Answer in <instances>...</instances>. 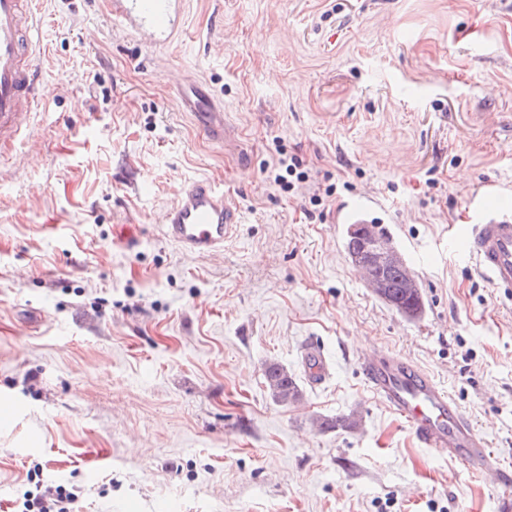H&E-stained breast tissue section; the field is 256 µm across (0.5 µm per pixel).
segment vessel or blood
I'll return each instance as SVG.
<instances>
[{"mask_svg": "<svg viewBox=\"0 0 512 512\" xmlns=\"http://www.w3.org/2000/svg\"><path fill=\"white\" fill-rule=\"evenodd\" d=\"M183 0H110L113 17L144 44L172 43L179 29ZM42 0H0V168L12 163L17 142L31 115L42 106L37 83L35 38ZM184 111L204 116L202 131L225 139L231 132L223 113L198 90L181 92ZM379 205L375 195L344 203L336 213L340 224L370 223ZM474 220L455 227L454 240L475 271L496 290L512 297V209L492 206L486 196L471 200ZM239 222L237 205L211 181L184 184L167 212L163 233L191 255H218ZM302 363L314 383L329 374L323 352L305 348ZM367 389L408 428L413 439L437 455L454 460L464 471L512 502V473L492 460L486 436L473 424L448 391L420 366L400 354L373 349L358 359Z\"/></svg>", "mask_w": 512, "mask_h": 512, "instance_id": "1", "label": "vessel or blood"}]
</instances>
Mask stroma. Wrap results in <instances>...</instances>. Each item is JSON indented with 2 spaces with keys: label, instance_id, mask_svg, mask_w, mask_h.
<instances>
[{
  "label": "stroma",
  "instance_id": "stroma-1",
  "mask_svg": "<svg viewBox=\"0 0 512 512\" xmlns=\"http://www.w3.org/2000/svg\"><path fill=\"white\" fill-rule=\"evenodd\" d=\"M44 97L0 170V499L35 482L73 512H500L365 387L382 347L431 371L512 467V302L448 248L484 185L512 204V0H186L151 50L107 0H45ZM198 87L234 135L206 137ZM302 179L274 182L277 154ZM241 210L223 255L163 234L184 183ZM375 211L425 314L378 300L336 211ZM139 244L121 249L114 230ZM330 375L312 384L304 347ZM303 390L274 403L264 368ZM359 411L355 432L316 418Z\"/></svg>",
  "mask_w": 512,
  "mask_h": 512
}]
</instances>
